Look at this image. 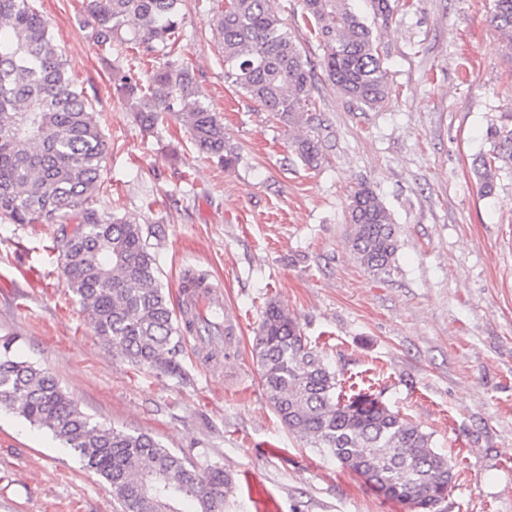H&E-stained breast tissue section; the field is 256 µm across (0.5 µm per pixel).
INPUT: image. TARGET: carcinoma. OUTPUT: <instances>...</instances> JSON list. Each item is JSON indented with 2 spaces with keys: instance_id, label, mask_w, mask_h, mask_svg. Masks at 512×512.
Segmentation results:
<instances>
[{
  "instance_id": "carcinoma-1",
  "label": "carcinoma",
  "mask_w": 512,
  "mask_h": 512,
  "mask_svg": "<svg viewBox=\"0 0 512 512\" xmlns=\"http://www.w3.org/2000/svg\"><path fill=\"white\" fill-rule=\"evenodd\" d=\"M182 0H84L93 39L107 53L129 44L152 57L174 52ZM323 49L322 71L336 90L376 107L391 97L372 29L352 0H302ZM212 21L223 36L224 78L294 132L290 148L314 167L321 155L312 92L315 74L273 0H217ZM491 22L512 50V0H493ZM114 84L131 98L134 121L152 130L166 112L186 115L197 150L229 167L238 153L217 113L197 99L194 70L168 60L147 85L124 72ZM491 149L473 171L482 191L512 170V113L491 120ZM106 144L93 109L66 68L49 25L33 0H0V218L12 224L71 228L54 237L64 284L97 336L132 365L179 370L181 329L160 282L148 234L135 218L90 205L104 183ZM347 224L357 261L379 277L398 271L399 239L391 212L367 185L349 199ZM253 354L270 407L305 445L336 458L385 496L433 512L454 473L431 436L366 389L342 401L323 353L302 336L287 310L267 303ZM45 428L93 471L123 512H225L232 476L214 466L202 473L143 432L105 427L83 412L44 369L22 359L13 339L0 340V411Z\"/></svg>"
}]
</instances>
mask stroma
<instances>
[{"mask_svg":"<svg viewBox=\"0 0 512 512\" xmlns=\"http://www.w3.org/2000/svg\"><path fill=\"white\" fill-rule=\"evenodd\" d=\"M83 0H35L107 143L91 205L155 229L160 280L205 271L241 328L234 356L206 367L183 336L177 374L133 367L97 336L65 287L54 224L0 220V338L46 367L85 413L146 432L198 470L235 479L227 512H415L334 458L307 448L271 409L252 356L267 302L296 318L340 385L372 383L432 436L455 479L437 512H512V176L484 195L473 173L486 127L512 111V58L492 0H392L391 23L367 0L393 94L362 108L320 75L323 47L301 0H274L316 69L323 156L296 158L281 124L224 78L213 0H182L178 50L198 98L240 154L232 167L199 153L180 113L138 126L113 70L147 80L127 46L95 45ZM373 189L398 228L399 270L367 272L349 244L346 208ZM0 512H117L98 476L44 430L0 412Z\"/></svg>","mask_w":512,"mask_h":512,"instance_id":"obj_1","label":"stroma"}]
</instances>
